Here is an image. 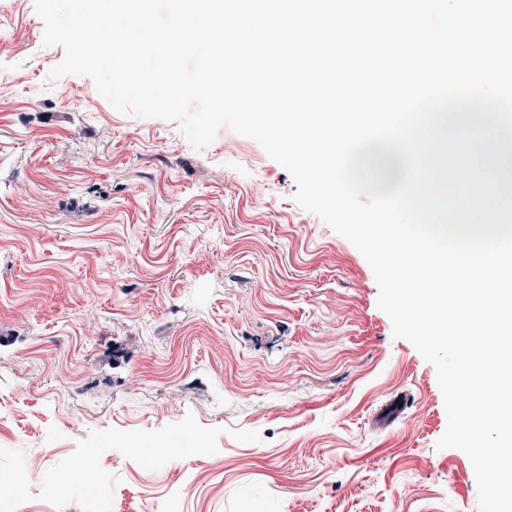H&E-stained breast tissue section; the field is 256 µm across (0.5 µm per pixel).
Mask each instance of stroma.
<instances>
[{"instance_id":"35a3bbf8","label":"stroma","mask_w":512,"mask_h":512,"mask_svg":"<svg viewBox=\"0 0 512 512\" xmlns=\"http://www.w3.org/2000/svg\"><path fill=\"white\" fill-rule=\"evenodd\" d=\"M43 32L0 0V512H478L361 252L257 141L51 79Z\"/></svg>"}]
</instances>
